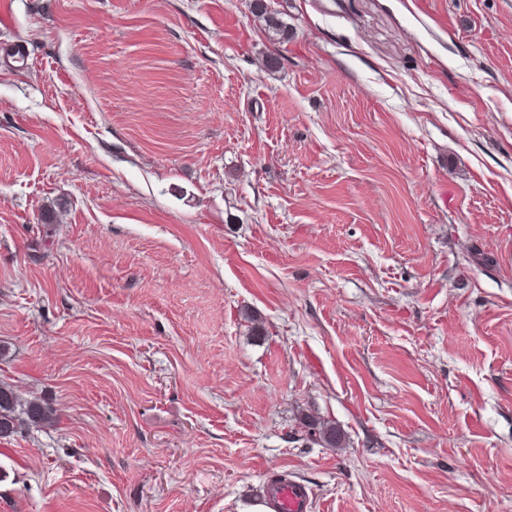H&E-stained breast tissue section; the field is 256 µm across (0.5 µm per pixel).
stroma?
I'll return each mask as SVG.
<instances>
[{
	"label": "stroma",
	"instance_id": "stroma-1",
	"mask_svg": "<svg viewBox=\"0 0 512 512\" xmlns=\"http://www.w3.org/2000/svg\"><path fill=\"white\" fill-rule=\"evenodd\" d=\"M0 380V512H512V0H0ZM55 422V413L50 406L34 399L22 407L12 386L0 382V439L14 436L22 426L43 428ZM309 437L313 443L325 448H341L346 441L344 432L335 422L307 417ZM264 502L272 512H307L309 494L300 483L288 480L267 488Z\"/></svg>",
	"mask_w": 512,
	"mask_h": 512
}]
</instances>
